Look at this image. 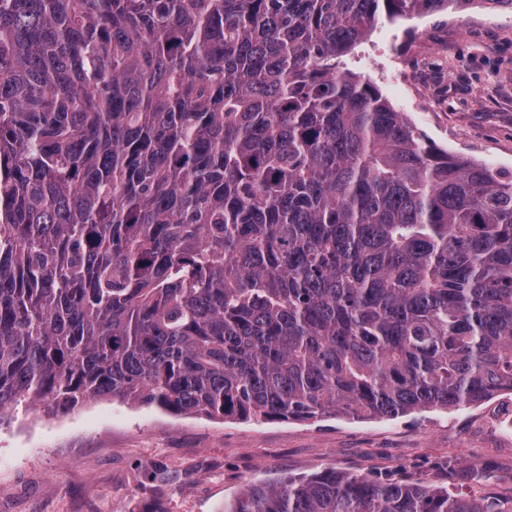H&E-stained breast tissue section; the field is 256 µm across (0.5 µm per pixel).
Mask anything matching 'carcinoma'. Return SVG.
I'll return each instance as SVG.
<instances>
[{
  "instance_id": "obj_1",
  "label": "carcinoma",
  "mask_w": 512,
  "mask_h": 512,
  "mask_svg": "<svg viewBox=\"0 0 512 512\" xmlns=\"http://www.w3.org/2000/svg\"><path fill=\"white\" fill-rule=\"evenodd\" d=\"M474 0H0V414L262 422L512 392V173L337 59ZM224 512H512L334 469Z\"/></svg>"
}]
</instances>
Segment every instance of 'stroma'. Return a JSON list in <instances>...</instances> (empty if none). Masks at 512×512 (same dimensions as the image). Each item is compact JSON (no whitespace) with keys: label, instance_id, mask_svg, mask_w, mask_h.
<instances>
[{"label":"stroma","instance_id":"obj_1","mask_svg":"<svg viewBox=\"0 0 512 512\" xmlns=\"http://www.w3.org/2000/svg\"><path fill=\"white\" fill-rule=\"evenodd\" d=\"M439 149L512 172V12L379 17L344 57ZM512 394L396 419L252 422L112 399L0 414V512H224L245 485L326 468L512 496Z\"/></svg>","mask_w":512,"mask_h":512}]
</instances>
